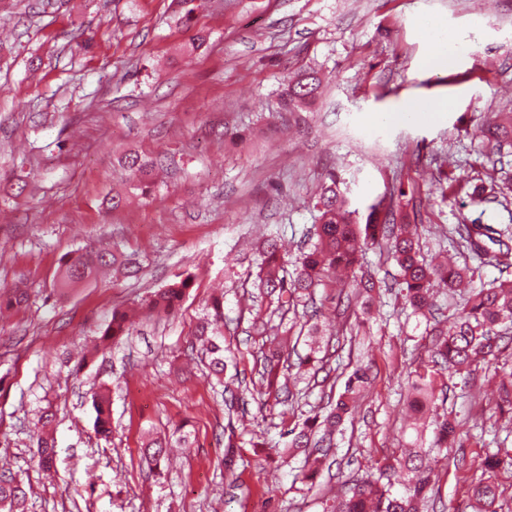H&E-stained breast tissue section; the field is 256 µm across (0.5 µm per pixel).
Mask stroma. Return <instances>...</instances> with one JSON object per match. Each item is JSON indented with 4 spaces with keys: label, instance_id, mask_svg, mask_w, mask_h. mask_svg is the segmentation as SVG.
<instances>
[{
    "label": "stroma",
    "instance_id": "obj_1",
    "mask_svg": "<svg viewBox=\"0 0 512 512\" xmlns=\"http://www.w3.org/2000/svg\"><path fill=\"white\" fill-rule=\"evenodd\" d=\"M0 0V289H28L0 317V473L28 490L25 512H323L344 481L376 473L409 439L408 375L426 358V323L381 292L363 312L347 289L324 282L286 315L259 295L256 244L269 235L295 261L315 222L325 175L336 170L358 220L371 205L397 206L421 227V252H445L473 271L469 287L440 288L453 318L472 289L501 266L463 247L453 227L490 224L512 238V196L475 137L477 124L512 112V0ZM462 39L449 72L424 69L425 19ZM206 38L195 47V35ZM324 77L314 103L286 111L281 94L309 70ZM451 96L432 124L372 125L401 103ZM160 160L149 194L119 164ZM124 202L111 207L113 194ZM117 250L138 269L90 280L68 297L53 284L60 257ZM192 286L174 315L149 313L154 291ZM224 296V344L237 377L222 389L190 340L214 294ZM130 333L92 348L113 310ZM283 324L288 405L259 406V370L270 339L255 316ZM316 320L340 347L322 348L321 370H301L297 334ZM499 358L448 384L444 411L457 443L433 448L445 512H469L487 451H512V417L500 415ZM369 369L353 417L312 479L284 448L285 430L323 411L358 367ZM107 387L112 431L98 434L93 394ZM237 399L225 406L226 391ZM54 415L56 463L36 462V422ZM242 461L224 470V427ZM192 445L152 469L149 438L177 428Z\"/></svg>",
    "mask_w": 512,
    "mask_h": 512
}]
</instances>
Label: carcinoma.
<instances>
[{
    "instance_id": "1",
    "label": "carcinoma",
    "mask_w": 512,
    "mask_h": 512,
    "mask_svg": "<svg viewBox=\"0 0 512 512\" xmlns=\"http://www.w3.org/2000/svg\"><path fill=\"white\" fill-rule=\"evenodd\" d=\"M323 83L322 76L315 70L307 71L288 83L284 92L285 107L294 112L297 108L312 101ZM476 135L491 146L495 162L503 163L505 147L512 148V113L502 112L495 119L480 125ZM159 162L129 154L122 161V167L136 181L142 192H148L154 182ZM349 210L346 191L340 188L336 172L330 171L321 187L318 201V217L313 225L315 242L301 252L296 259L293 271H288V263L281 255L278 238H267L258 247L259 274L257 288L260 294L275 304L276 310L285 315L298 308L302 300L311 297L314 288L339 272L356 273L362 269L365 251L381 243L392 255L398 267V277L392 282L377 281L373 276L360 277L359 291L355 296L372 297L381 284L385 288H396L414 313L425 319H436L439 308L435 302L434 287L439 283L452 290L465 278L471 269L453 263H434L421 255L418 233L410 232L408 225L397 223L394 210L380 214L379 206L371 207L365 223L354 218ZM463 246L477 256H488L504 267L512 265V247L498 237V232L488 224H463L455 228ZM498 246L494 251L489 244ZM112 250L85 249L66 255L56 273L55 285L64 294L78 286L103 267L117 263ZM190 279L185 277L168 284L159 290L149 306L164 313L177 310ZM208 308L210 313L198 325L194 343L198 344L208 358V368L218 381H224L228 363L224 357V336L219 328L224 318V297H214ZM512 325V280L497 281L489 288L473 291L463 310L455 318L454 325L442 331L433 340L428 350V360L415 370L410 383V410L423 415L436 407L437 381L443 373L461 375L490 358H498L501 353L502 329ZM126 314L115 310L112 319L101 334L103 348L110 342L128 333ZM288 342L280 341L265 357L261 381L266 385L265 394L276 400L288 401L287 384L277 385V373L281 365L288 362ZM368 380V368L360 367L348 378L344 391L338 396L335 405L325 414H316L305 419L302 426H295L284 432L289 437L291 453L305 455L307 477H312L316 464L327 456L324 443L327 438L349 417ZM96 426L101 434L111 431L110 399L106 392L95 395ZM497 409L512 414V368L502 366L498 391ZM456 436L455 420L444 415L435 421L434 446L446 448ZM166 439H155L143 451L144 458L158 468L165 459ZM422 433L416 432L412 449L393 461L379 467L376 478H366L352 487L342 490L328 506V512H423L428 503L429 493L433 492L432 459L421 451ZM38 465L51 469L55 463L53 443L43 435L37 438ZM240 459L236 428L228 424L224 429V465L233 470ZM488 473L494 474L503 465H512V455L496 451L486 455L481 462ZM404 479L403 491L395 492L393 487L399 479ZM27 497L23 483L12 476L0 475V505L9 512L20 509ZM496 498L494 482L487 480L478 483L472 494L473 512H494Z\"/></svg>"
}]
</instances>
